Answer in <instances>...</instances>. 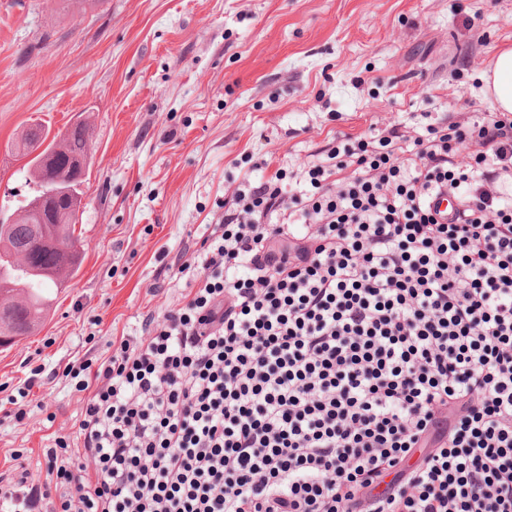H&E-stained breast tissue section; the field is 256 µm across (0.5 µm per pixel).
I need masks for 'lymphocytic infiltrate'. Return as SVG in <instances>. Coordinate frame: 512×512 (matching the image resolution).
<instances>
[{
    "label": "lymphocytic infiltrate",
    "instance_id": "f902f5d3",
    "mask_svg": "<svg viewBox=\"0 0 512 512\" xmlns=\"http://www.w3.org/2000/svg\"><path fill=\"white\" fill-rule=\"evenodd\" d=\"M404 139L244 175L183 303L67 363L78 437L0 512H512V116Z\"/></svg>",
    "mask_w": 512,
    "mask_h": 512
}]
</instances>
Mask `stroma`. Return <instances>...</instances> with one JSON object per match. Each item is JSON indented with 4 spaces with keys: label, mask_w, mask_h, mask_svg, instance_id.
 I'll list each match as a JSON object with an SVG mask.
<instances>
[{
    "label": "stroma",
    "mask_w": 512,
    "mask_h": 512,
    "mask_svg": "<svg viewBox=\"0 0 512 512\" xmlns=\"http://www.w3.org/2000/svg\"><path fill=\"white\" fill-rule=\"evenodd\" d=\"M512 44V0H0V153L31 119L92 129L81 269L34 335L0 347V486L46 478L76 437L62 375L137 336L195 282L177 262L256 175L325 158L338 137L480 119L478 72ZM23 423L7 418L32 369Z\"/></svg>",
    "instance_id": "stroma-1"
}]
</instances>
